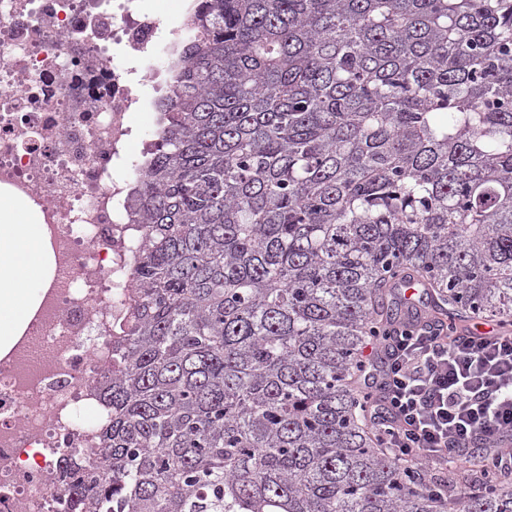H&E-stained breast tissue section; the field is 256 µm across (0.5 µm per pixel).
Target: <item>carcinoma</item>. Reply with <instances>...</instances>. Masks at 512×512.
Listing matches in <instances>:
<instances>
[{
  "label": "carcinoma",
  "instance_id": "obj_1",
  "mask_svg": "<svg viewBox=\"0 0 512 512\" xmlns=\"http://www.w3.org/2000/svg\"><path fill=\"white\" fill-rule=\"evenodd\" d=\"M128 199L137 294L67 512H512L379 447L368 346L417 281L512 324V0H198Z\"/></svg>",
  "mask_w": 512,
  "mask_h": 512
}]
</instances>
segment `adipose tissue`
<instances>
[{"mask_svg":"<svg viewBox=\"0 0 512 512\" xmlns=\"http://www.w3.org/2000/svg\"><path fill=\"white\" fill-rule=\"evenodd\" d=\"M54 265L37 206L0 191V350L27 328Z\"/></svg>","mask_w":512,"mask_h":512,"instance_id":"1","label":"adipose tissue"}]
</instances>
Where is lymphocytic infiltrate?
<instances>
[{
	"instance_id": "obj_1",
	"label": "lymphocytic infiltrate",
	"mask_w": 512,
	"mask_h": 512,
	"mask_svg": "<svg viewBox=\"0 0 512 512\" xmlns=\"http://www.w3.org/2000/svg\"><path fill=\"white\" fill-rule=\"evenodd\" d=\"M364 384L378 392L365 415L395 455L444 471L449 455L481 448L512 470L511 333L401 325Z\"/></svg>"
}]
</instances>
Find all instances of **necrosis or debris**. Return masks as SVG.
Returning <instances> with one entry per match:
<instances>
[{
  "label": "necrosis or debris",
  "instance_id": "1",
  "mask_svg": "<svg viewBox=\"0 0 512 512\" xmlns=\"http://www.w3.org/2000/svg\"><path fill=\"white\" fill-rule=\"evenodd\" d=\"M144 0H0V188L37 205L55 272L27 330L0 355V512H64L62 457L92 450L135 290L132 112L171 49Z\"/></svg>",
  "mask_w": 512,
  "mask_h": 512
}]
</instances>
